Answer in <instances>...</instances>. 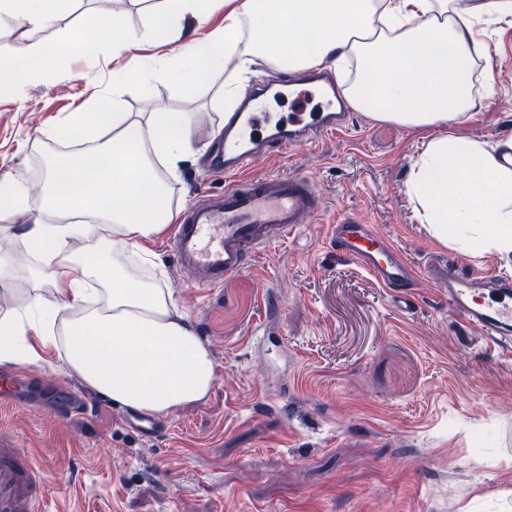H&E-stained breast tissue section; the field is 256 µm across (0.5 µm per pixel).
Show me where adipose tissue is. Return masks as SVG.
I'll return each mask as SVG.
<instances>
[{
    "label": "adipose tissue",
    "instance_id": "1",
    "mask_svg": "<svg viewBox=\"0 0 512 512\" xmlns=\"http://www.w3.org/2000/svg\"><path fill=\"white\" fill-rule=\"evenodd\" d=\"M67 0H0V15L37 26ZM159 19L128 30L96 16V34L77 32L76 48L120 55L141 41H182L154 61L135 59L118 84L149 74L174 79L179 96L196 97L229 60L244 71L260 57L296 72L354 56L349 100L380 121L430 131L407 184L433 237L474 254L512 255V137L494 143L446 134L469 117L471 63L489 47L480 25L512 15V0H224V25L206 29L211 0H159ZM54 59L18 61L0 53V91L48 73ZM71 145L45 170V205L26 225L6 219L25 205L17 181H0V235L30 256L29 316L0 314V360L40 361L57 350L67 367L112 401L168 414L205 398L215 382L207 343L177 309L146 240L174 217L167 180L195 155L184 112H106L91 96L44 132ZM53 306H46V297Z\"/></svg>",
    "mask_w": 512,
    "mask_h": 512
}]
</instances>
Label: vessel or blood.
Segmentation results:
<instances>
[{"label":"vessel or blood","instance_id":"obj_1","mask_svg":"<svg viewBox=\"0 0 512 512\" xmlns=\"http://www.w3.org/2000/svg\"><path fill=\"white\" fill-rule=\"evenodd\" d=\"M332 112L295 115L290 130L243 143L240 131L258 116L262 102L245 93L240 108L224 121V147L212 163L233 176L222 196L200 200L174 226L171 247L180 268L193 274L203 288H214L256 261L265 249L291 237L298 225L309 223L318 209L314 185L299 174L248 176L259 157L273 149L312 145L348 130L351 106L342 91L331 90ZM329 239L337 250L353 258L379 285L395 289L402 312L415 308L413 286L421 280L410 259L375 226L342 215L331 225ZM449 311L484 334L487 341L512 343V279L474 269L464 275L449 273L443 281ZM59 403L67 411L82 412L93 405L83 385L65 388ZM122 423L142 437H151L156 425L147 416L121 411ZM41 483L30 453L23 448H0V512H34Z\"/></svg>","mask_w":512,"mask_h":512}]
</instances>
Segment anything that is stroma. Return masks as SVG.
Instances as JSON below:
<instances>
[{"label": "stroma", "instance_id": "1", "mask_svg": "<svg viewBox=\"0 0 512 512\" xmlns=\"http://www.w3.org/2000/svg\"><path fill=\"white\" fill-rule=\"evenodd\" d=\"M141 31L155 0H72L44 26H8L0 52L16 60L60 47L64 59L44 80L0 93V180H21L27 223L44 203L46 160L56 145L42 132L89 95L116 99L121 112L188 113L197 146L213 149L215 89L180 97L173 81L116 87L132 57L167 54L143 43L132 53L75 52L69 33L100 14ZM470 118L451 123L463 139L512 135V16L483 34ZM422 132L357 112L347 134L289 148L255 162L257 176L298 173L314 184L319 209L256 267L211 291L179 269L170 233L149 241L178 308L208 344L216 381L201 401L159 416L139 437L110 398L84 414L37 413L0 405V447L34 455L45 494L38 512H512V346L484 340L449 313L435 280L402 313L328 240L349 214L372 224L421 269L512 276V257L446 246L421 223L406 185L424 148ZM229 180L207 157L183 162L169 182L175 213Z\"/></svg>", "mask_w": 512, "mask_h": 512}]
</instances>
